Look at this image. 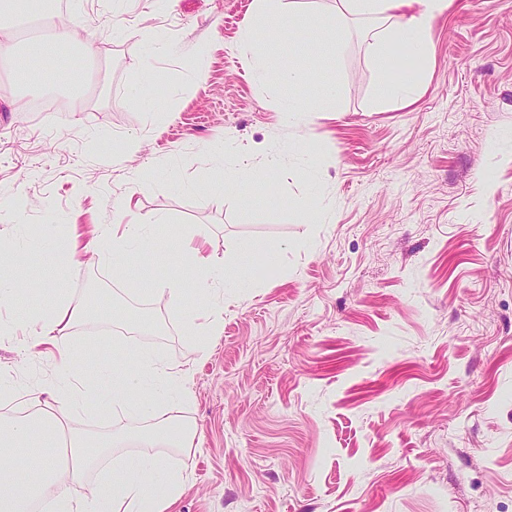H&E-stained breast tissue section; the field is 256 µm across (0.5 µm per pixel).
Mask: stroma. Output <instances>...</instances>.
<instances>
[{"label": "stroma", "mask_w": 512, "mask_h": 512, "mask_svg": "<svg viewBox=\"0 0 512 512\" xmlns=\"http://www.w3.org/2000/svg\"><path fill=\"white\" fill-rule=\"evenodd\" d=\"M252 0H68L92 57L58 55L83 83L78 111L15 112L18 72L0 67V268L26 290L0 321L56 293L104 315L73 328L72 368L90 353L149 350L183 370L171 410L199 445L170 512H512V0H453L429 54L398 47L414 77L406 105L379 98L363 35L329 30L333 0H298L299 79L248 71ZM119 26L161 33L148 49ZM336 100L284 119L291 93ZM134 138L139 150L116 158ZM256 176L225 195L224 165ZM148 221L154 244L124 270L112 247L49 268L42 242L96 224ZM204 238L218 265L195 271L179 238ZM219 335L185 331L225 272ZM179 273V303L157 291ZM0 335V372L19 391L52 361L20 364ZM91 431L121 437L113 459L152 455L137 423L89 403Z\"/></svg>", "instance_id": "stroma-1"}]
</instances>
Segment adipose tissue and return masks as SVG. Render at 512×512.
<instances>
[{
	"mask_svg": "<svg viewBox=\"0 0 512 512\" xmlns=\"http://www.w3.org/2000/svg\"><path fill=\"white\" fill-rule=\"evenodd\" d=\"M449 6V0H338L336 23L370 25L367 52L382 75V96L406 102L413 98L415 85L410 77L394 75L391 44L396 41L427 53L430 22ZM294 11L290 0H254L255 24L243 31L242 43L255 44L259 29L267 25L276 26L281 34L278 66H271L265 52L253 53L250 64L258 78L295 81L294 60L301 35L294 25ZM33 13L38 14L42 27L52 31L51 40L22 43L13 21ZM82 45L75 29L62 22L48 0H0L1 61L21 70L36 69L46 57ZM144 230L141 223L102 224L87 242L72 235L47 241L44 250L53 257L94 252L108 243L113 262L123 263L147 243ZM82 316L80 304L62 295L27 319L0 328V334L16 337L23 351L38 345L58 351L52 382L29 391L30 412L7 417L6 428H0V512H31L38 501L48 502L50 512H169L184 488L181 470L162 458L131 459L102 470L96 481H88V472L119 442L108 434L87 435L75 427L73 416L94 399L146 420L148 426L140 439L147 445L194 447L196 426L164 410L169 396L182 390L179 374L171 364L143 351L134 369L117 361H98L90 377L77 376L69 366L68 339ZM35 444L41 445V452L29 457L26 478L17 477L13 457ZM72 484L85 485V494L71 497L68 487Z\"/></svg>",
	"mask_w": 512,
	"mask_h": 512,
	"instance_id": "ef3b65f1",
	"label": "adipose tissue"
}]
</instances>
